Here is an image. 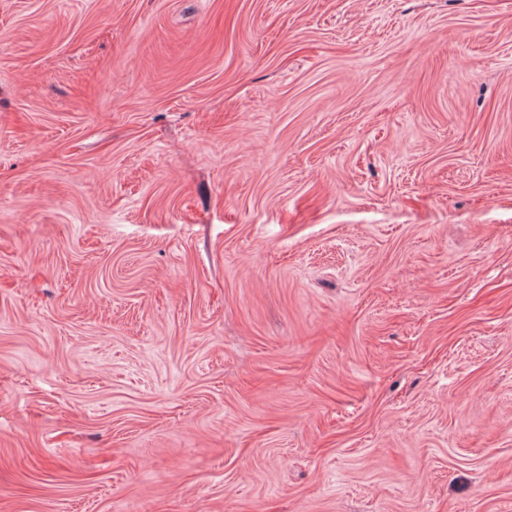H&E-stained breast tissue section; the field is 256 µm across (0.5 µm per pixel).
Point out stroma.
<instances>
[{"label":"stroma","instance_id":"1","mask_svg":"<svg viewBox=\"0 0 512 512\" xmlns=\"http://www.w3.org/2000/svg\"><path fill=\"white\" fill-rule=\"evenodd\" d=\"M0 512H512V0H0Z\"/></svg>","mask_w":512,"mask_h":512}]
</instances>
